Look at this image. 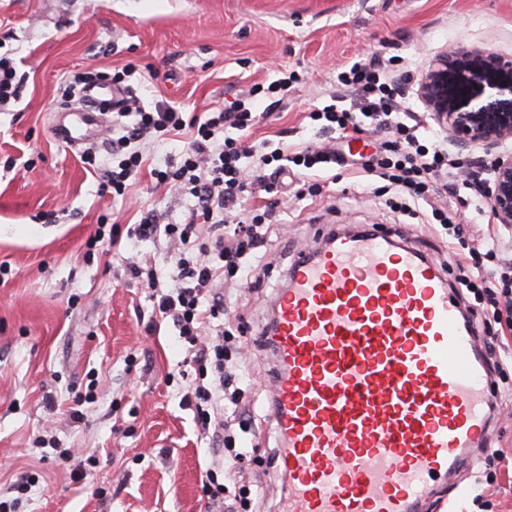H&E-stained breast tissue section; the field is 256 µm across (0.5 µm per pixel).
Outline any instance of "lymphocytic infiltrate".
<instances>
[{"label": "lymphocytic infiltrate", "instance_id": "f902f5d3", "mask_svg": "<svg viewBox=\"0 0 512 512\" xmlns=\"http://www.w3.org/2000/svg\"><path fill=\"white\" fill-rule=\"evenodd\" d=\"M133 74V69L126 68L114 74L89 71L77 78L87 88L109 84L122 90L113 110L118 116L136 118L127 134L110 144V162L99 173V192L124 194L127 180L143 162L135 142L186 131L190 134L186 148L165 169L156 171L155 178L158 183L177 187L194 203L183 223L163 224L149 212L138 224L125 230L112 225L108 233H96L94 240L102 254L116 258L126 238L148 241L163 237L175 248V261L167 275L134 262L128 263L127 270L132 279L145 282L151 289L155 313L160 319L171 320L187 346L196 378L182 399L193 407L199 431L210 435L215 447L224 451L222 476L207 474L202 484L207 499L220 503L227 482L236 477L239 457L235 436L224 429V405L238 403L247 367L244 362L228 360L224 294L219 287L234 277L248 280L261 263L267 233L276 224L277 203L272 195L280 190L279 178L287 164L310 169L318 164L343 166L350 162L332 142L292 154L281 144L250 141L261 100L287 96L291 76L265 86L253 85L224 109L186 117L163 103L150 111L138 106L128 83ZM338 80L353 90L349 108L340 110L330 104L311 112V119L325 121L327 130L337 131L342 139L359 132L356 117L360 114L390 128L391 140L378 144L365 160L350 164L364 176L385 181L387 190L429 206L432 218L441 226L454 224V217L439 206L433 189L435 179L448 176V156L436 145L421 143L418 126L402 121L395 89L384 67L357 62L339 73ZM258 191L268 193L265 204L242 211V196Z\"/></svg>", "mask_w": 512, "mask_h": 512}]
</instances>
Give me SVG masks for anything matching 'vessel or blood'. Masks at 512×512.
Here are the masks:
<instances>
[{"mask_svg":"<svg viewBox=\"0 0 512 512\" xmlns=\"http://www.w3.org/2000/svg\"><path fill=\"white\" fill-rule=\"evenodd\" d=\"M96 112L56 122L76 146ZM281 512H420L496 422L483 338L437 264L392 233L339 232L275 293Z\"/></svg>","mask_w":512,"mask_h":512,"instance_id":"1","label":"vessel or blood"}]
</instances>
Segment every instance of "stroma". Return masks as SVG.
Wrapping results in <instances>:
<instances>
[{"label": "stroma", "instance_id": "1", "mask_svg": "<svg viewBox=\"0 0 512 512\" xmlns=\"http://www.w3.org/2000/svg\"><path fill=\"white\" fill-rule=\"evenodd\" d=\"M460 41L512 55V0H0V49L23 81L19 99L0 112V264L8 268L0 277V488L34 480L18 512H212L202 480L206 469L224 466L222 451L199 434L181 402L194 368L172 325L152 330L149 289L129 279L125 261L85 257L104 216L134 224L150 211L161 223H182L188 197L156 185L151 173L186 138L139 141L144 166L124 195L99 196L96 174L52 134L73 76L136 67L144 75L141 106L165 101L199 114L288 69L299 79L296 90L260 117L251 137H282L297 149L322 141L308 114L346 95L338 73L376 54L401 84L409 116L463 175L473 153L459 151L417 94L431 59ZM301 177L323 181L321 194L284 198L255 280L226 286L225 314L250 372L243 402L258 414L226 494L235 512H277L288 491L269 417L273 351L260 334L298 253L331 228L370 226L398 231L448 281L463 275L447 230L392 209L375 194V181L348 167ZM447 202L466 238L494 247L481 263L484 278L497 281L503 261L512 260V228L478 215L468 189ZM477 323L489 338L483 354L499 362L493 452L461 470L448 500L428 501L425 512H512V333L489 305ZM92 380L97 402L83 405L82 420L70 419L74 397ZM41 436L55 447H36ZM60 448L72 450L69 462L58 458ZM80 469L86 479H76Z\"/></svg>", "mask_w": 512, "mask_h": 512}]
</instances>
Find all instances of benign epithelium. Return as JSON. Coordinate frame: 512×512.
I'll use <instances>...</instances> for the list:
<instances>
[{"mask_svg": "<svg viewBox=\"0 0 512 512\" xmlns=\"http://www.w3.org/2000/svg\"><path fill=\"white\" fill-rule=\"evenodd\" d=\"M434 120L462 150L490 154L512 137V57L460 45L436 58L418 83ZM484 195L497 224H512V155L497 154L488 167Z\"/></svg>", "mask_w": 512, "mask_h": 512, "instance_id": "benign-epithelium-1", "label": "benign epithelium"}]
</instances>
